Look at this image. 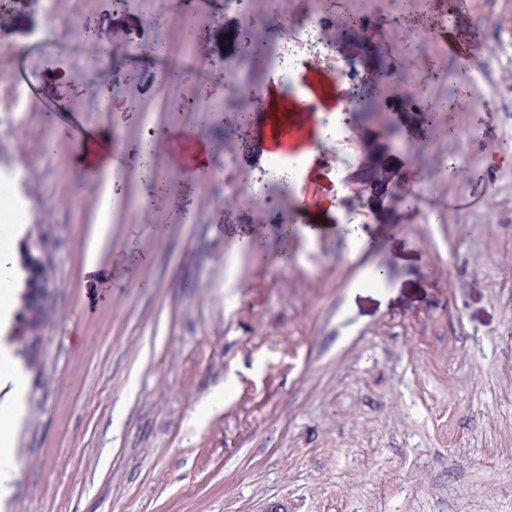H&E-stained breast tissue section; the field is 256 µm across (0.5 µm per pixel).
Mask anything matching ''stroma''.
Wrapping results in <instances>:
<instances>
[{
	"label": "stroma",
	"instance_id": "1",
	"mask_svg": "<svg viewBox=\"0 0 512 512\" xmlns=\"http://www.w3.org/2000/svg\"><path fill=\"white\" fill-rule=\"evenodd\" d=\"M112 2L59 0L53 19L41 0L0 11V167L27 166L29 225L55 240L43 374L28 384L0 512H512V223L486 221L491 201L512 213V112L468 105L434 123L389 96L350 144L325 142L305 167L344 157L345 181L322 192L364 202L374 236L353 254L336 212L312 213L322 231L311 239L285 231L281 206H225V157L249 175L268 154L227 110L223 84L209 97L220 125L174 101L157 111L153 58L135 70L113 59L125 95L111 111L60 102L61 84L96 82L97 36L153 39L143 13ZM188 21L192 43L165 32L184 70L222 59L239 30L224 0ZM17 76L30 87L20 116ZM76 112L111 131L124 161L99 248L112 277L97 284L84 263L102 186L78 165ZM189 128L208 143L210 175L159 193L168 171L146 174L137 146L167 152ZM491 141L505 145L493 162ZM424 143L469 177L407 203L394 187ZM433 202L445 223L417 218ZM377 269L383 285L367 287Z\"/></svg>",
	"mask_w": 512,
	"mask_h": 512
}]
</instances>
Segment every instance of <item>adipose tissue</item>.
<instances>
[{
    "instance_id": "obj_1",
    "label": "adipose tissue",
    "mask_w": 512,
    "mask_h": 512,
    "mask_svg": "<svg viewBox=\"0 0 512 512\" xmlns=\"http://www.w3.org/2000/svg\"><path fill=\"white\" fill-rule=\"evenodd\" d=\"M0 284L6 285L7 293L0 297V390L7 396L0 401V501L13 491L14 469L8 450L12 448L18 424L24 413L23 396L27 377L16 364L11 346L6 340L15 317L12 295L24 284V274L17 264V253L0 251Z\"/></svg>"
}]
</instances>
